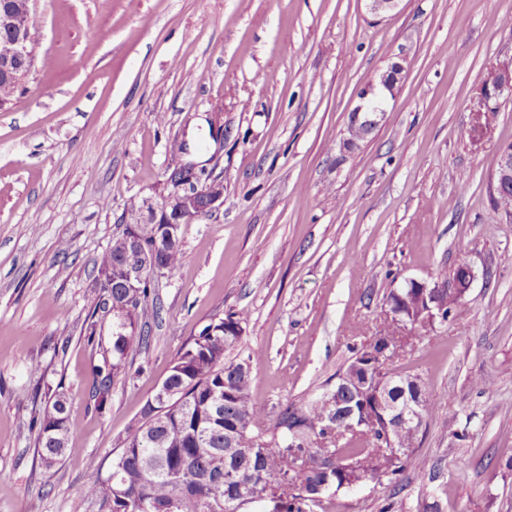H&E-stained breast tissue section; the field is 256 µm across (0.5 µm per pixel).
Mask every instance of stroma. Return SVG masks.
Masks as SVG:
<instances>
[{
  "instance_id": "obj_1",
  "label": "stroma",
  "mask_w": 512,
  "mask_h": 512,
  "mask_svg": "<svg viewBox=\"0 0 512 512\" xmlns=\"http://www.w3.org/2000/svg\"><path fill=\"white\" fill-rule=\"evenodd\" d=\"M510 16L512 0H33L34 65L0 107V512H100L84 488L211 322L247 311L232 356L263 351L255 402L298 405L378 334L391 290L462 261L466 298L393 364L439 402L412 466L312 512H512V215L492 191L512 95L470 130L512 64ZM394 62L384 119L342 151L360 89ZM188 163L223 180L224 205L181 226L147 349L97 408L112 320L96 261ZM57 391L72 432L48 472L37 423ZM509 66H503L494 70L481 90V106L479 110L472 115V129L475 133L480 134L483 131L484 125L482 117L485 112H492L495 107L491 106L492 102L497 101L504 92L512 93V82L503 80L502 76L505 72L509 71Z\"/></svg>"
}]
</instances>
